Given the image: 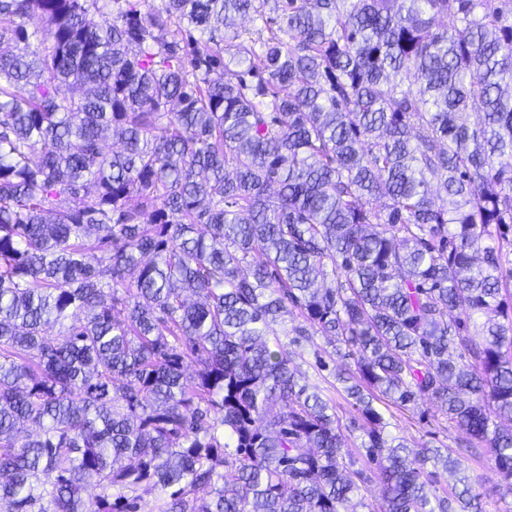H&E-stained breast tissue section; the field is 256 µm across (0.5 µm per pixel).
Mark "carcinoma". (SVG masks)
I'll return each instance as SVG.
<instances>
[{
  "label": "carcinoma",
  "instance_id": "1",
  "mask_svg": "<svg viewBox=\"0 0 512 512\" xmlns=\"http://www.w3.org/2000/svg\"><path fill=\"white\" fill-rule=\"evenodd\" d=\"M501 2L0 0L3 512H482L383 398L512 491ZM316 345H312L305 341L301 342L298 345L292 346V350L294 351V362L298 369L303 373L305 380L310 384L318 385L320 388H324L326 393L336 401V411L340 417L343 418V421H348L353 415V410L347 401L344 399L342 394L336 391V388L333 385H336L335 378L333 374H329V372L334 373V371L339 372L344 370L351 364L350 359H346L344 357L333 356V361H329L330 371H323L320 374L314 371L312 365H314V350ZM336 368V370H335ZM325 377V378H324ZM387 403L388 406L378 403V408L389 422L387 431L390 434L407 438L416 446L414 448L438 447L449 457L464 460L474 475L482 477L480 492L485 512H512V493L506 491L505 483L493 468V463L487 458L474 460L465 455L459 447L458 431L453 424L434 416L430 405L405 410Z\"/></svg>",
  "mask_w": 512,
  "mask_h": 512
}]
</instances>
